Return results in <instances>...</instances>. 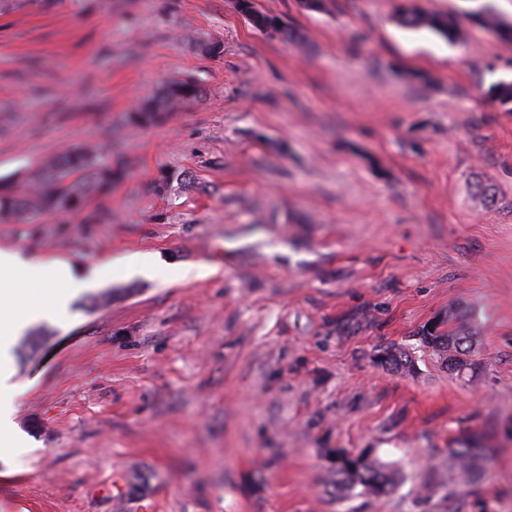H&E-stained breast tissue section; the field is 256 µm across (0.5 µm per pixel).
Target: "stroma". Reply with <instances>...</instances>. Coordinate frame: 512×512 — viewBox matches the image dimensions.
Returning a JSON list of instances; mask_svg holds the SVG:
<instances>
[{"label": "stroma", "instance_id": "35a3bbf8", "mask_svg": "<svg viewBox=\"0 0 512 512\" xmlns=\"http://www.w3.org/2000/svg\"><path fill=\"white\" fill-rule=\"evenodd\" d=\"M254 3L300 40L235 0H0V190L84 146L126 170L0 224V248L159 264L80 291L29 360L11 352L23 437L0 512H512V108L485 95L512 45L472 19L512 22V0H422L461 19L452 44L402 28L400 0ZM188 76L199 99L137 122ZM452 312L460 371L416 337ZM390 347L415 370L380 363ZM470 437L493 467L424 498ZM365 448L403 478L338 502L327 452Z\"/></svg>", "mask_w": 512, "mask_h": 512}]
</instances>
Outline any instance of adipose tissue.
<instances>
[{
  "label": "adipose tissue",
  "instance_id": "ef3b65f1",
  "mask_svg": "<svg viewBox=\"0 0 512 512\" xmlns=\"http://www.w3.org/2000/svg\"><path fill=\"white\" fill-rule=\"evenodd\" d=\"M157 263L152 256L126 254L97 267L90 278L80 279L65 261H45L14 249H0V455L8 454L13 433L14 404L22 389L5 366L12 346L30 326L66 318L68 305L80 290L93 288L114 274L152 276Z\"/></svg>",
  "mask_w": 512,
  "mask_h": 512
}]
</instances>
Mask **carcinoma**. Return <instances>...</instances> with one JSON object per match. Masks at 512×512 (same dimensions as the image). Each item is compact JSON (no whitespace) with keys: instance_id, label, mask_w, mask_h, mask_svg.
I'll return each instance as SVG.
<instances>
[{"instance_id":"obj_1","label":"carcinoma","mask_w":512,"mask_h":512,"mask_svg":"<svg viewBox=\"0 0 512 512\" xmlns=\"http://www.w3.org/2000/svg\"><path fill=\"white\" fill-rule=\"evenodd\" d=\"M399 23L408 29H429L450 42L462 38V23L451 13L434 12L425 9L418 0H404L398 10ZM482 25L497 31V39L504 45H512V26L505 27L498 16L484 14ZM202 86L190 78L180 82V88L169 84L159 95L152 97L138 111L140 122L151 124L160 115L171 112L201 96ZM486 95L500 105H512V81L498 80L489 85ZM95 165L93 151L89 148L73 149L47 161L41 178L31 185L16 189L12 194L0 195V223L11 224L23 221L29 213H52L58 209L59 198L70 195L79 199L84 187L77 182H66V178L77 174L83 180L89 176L88 169ZM121 167L107 168L97 175L92 183L96 191L106 190L112 182L124 177ZM443 322H435L422 327L417 333L418 342L429 349L436 358L460 370L467 365L465 355L471 346L470 335L457 330L443 332ZM384 363L404 372L414 368V359L405 348L388 349L382 358ZM453 462L455 479L448 480V488L458 483H468L482 471L486 460L482 449L463 441L449 449ZM331 467L329 473L336 498L345 499L356 489L373 498L391 493L401 480V472L394 462H384L373 455L368 448L358 454L342 450H332L328 455Z\"/></svg>"}]
</instances>
